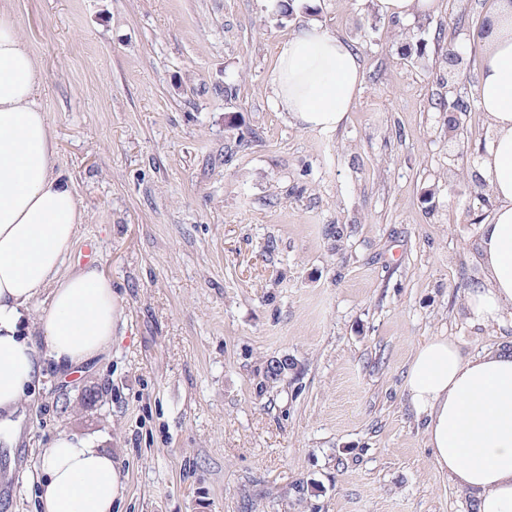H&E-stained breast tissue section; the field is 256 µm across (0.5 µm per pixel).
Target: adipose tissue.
<instances>
[{
  "mask_svg": "<svg viewBox=\"0 0 512 512\" xmlns=\"http://www.w3.org/2000/svg\"><path fill=\"white\" fill-rule=\"evenodd\" d=\"M13 0H0V427L10 428L46 362L71 369L112 345L118 301L98 267L66 268L84 211L53 169L54 141L39 102L42 69L21 38ZM475 37L485 46L477 102L491 136L477 176L495 206L479 226L482 279L467 289L474 320L512 317V0ZM276 108L310 129L334 130L363 84L360 58L315 20L277 47L272 73ZM44 315L25 320L42 289ZM408 401L425 423L436 468L470 496L477 512H512V348L463 355L445 336L429 338L411 359ZM43 512H112L121 494L109 449L61 431L41 450Z\"/></svg>",
  "mask_w": 512,
  "mask_h": 512,
  "instance_id": "adipose-tissue-1",
  "label": "adipose tissue"
}]
</instances>
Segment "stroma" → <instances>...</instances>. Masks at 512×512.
<instances>
[{"label":"stroma","mask_w":512,"mask_h":512,"mask_svg":"<svg viewBox=\"0 0 512 512\" xmlns=\"http://www.w3.org/2000/svg\"><path fill=\"white\" fill-rule=\"evenodd\" d=\"M496 4L400 21L376 0L288 17L277 0H14L85 212L68 267L101 269L119 316L108 354L47 366L0 438V512H37L38 449L63 430L111 449L116 512H474L404 384L430 337L512 342L463 307L492 212L474 193L489 137L471 34ZM304 18L363 65L335 130L272 101ZM282 357L297 373L265 383Z\"/></svg>","instance_id":"1"}]
</instances>
